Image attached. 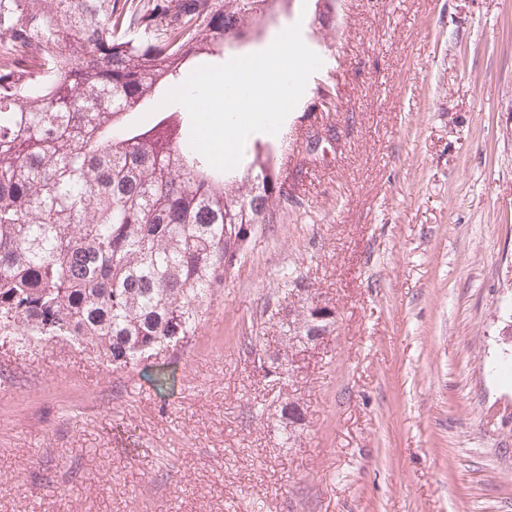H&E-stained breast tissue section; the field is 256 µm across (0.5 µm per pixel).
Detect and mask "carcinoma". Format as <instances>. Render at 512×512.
I'll return each mask as SVG.
<instances>
[{"mask_svg": "<svg viewBox=\"0 0 512 512\" xmlns=\"http://www.w3.org/2000/svg\"><path fill=\"white\" fill-rule=\"evenodd\" d=\"M279 0H0V341L62 340L119 367L194 335L282 182L241 184L177 128L116 127L249 36ZM302 306L288 340L333 316ZM277 380L286 354L270 357Z\"/></svg>", "mask_w": 512, "mask_h": 512, "instance_id": "carcinoma-1", "label": "carcinoma"}]
</instances>
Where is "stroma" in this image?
<instances>
[{"mask_svg": "<svg viewBox=\"0 0 512 512\" xmlns=\"http://www.w3.org/2000/svg\"><path fill=\"white\" fill-rule=\"evenodd\" d=\"M297 22L323 66L243 156L291 195L188 344L126 368L0 345V512H512V0H290L251 52ZM304 297L334 322L290 348Z\"/></svg>", "mask_w": 512, "mask_h": 512, "instance_id": "1", "label": "stroma"}]
</instances>
